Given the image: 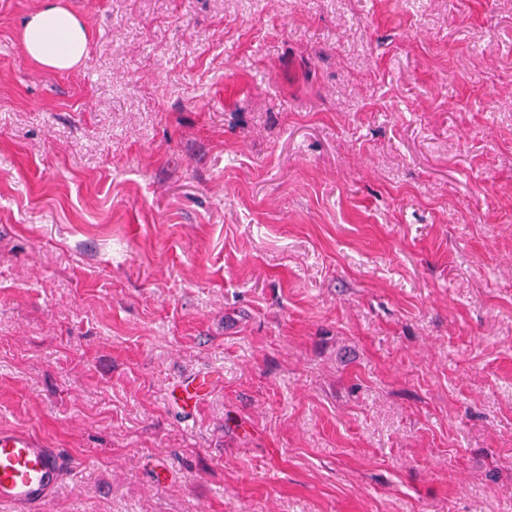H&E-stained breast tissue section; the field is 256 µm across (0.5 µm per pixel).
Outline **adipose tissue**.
<instances>
[{
  "label": "adipose tissue",
  "instance_id": "ef3b65f1",
  "mask_svg": "<svg viewBox=\"0 0 512 512\" xmlns=\"http://www.w3.org/2000/svg\"><path fill=\"white\" fill-rule=\"evenodd\" d=\"M27 54L42 67L69 71L84 59L88 31L84 22L59 0H44L22 29Z\"/></svg>",
  "mask_w": 512,
  "mask_h": 512
}]
</instances>
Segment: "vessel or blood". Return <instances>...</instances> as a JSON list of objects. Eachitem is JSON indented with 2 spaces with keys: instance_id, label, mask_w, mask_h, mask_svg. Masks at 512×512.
<instances>
[{
  "instance_id": "1",
  "label": "vessel or blood",
  "mask_w": 512,
  "mask_h": 512,
  "mask_svg": "<svg viewBox=\"0 0 512 512\" xmlns=\"http://www.w3.org/2000/svg\"><path fill=\"white\" fill-rule=\"evenodd\" d=\"M67 461L58 449L15 428H0V505L42 512L62 482Z\"/></svg>"
}]
</instances>
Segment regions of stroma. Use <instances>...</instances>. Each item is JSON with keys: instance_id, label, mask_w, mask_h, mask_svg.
Returning a JSON list of instances; mask_svg holds the SVG:
<instances>
[{"instance_id": "35a3bbf8", "label": "stroma", "mask_w": 512, "mask_h": 512, "mask_svg": "<svg viewBox=\"0 0 512 512\" xmlns=\"http://www.w3.org/2000/svg\"><path fill=\"white\" fill-rule=\"evenodd\" d=\"M63 2L56 72L0 0V427L66 454L44 512H512V0ZM27 54L42 67L69 71L84 59L88 31L84 22L57 0H44L22 29Z\"/></svg>"}]
</instances>
